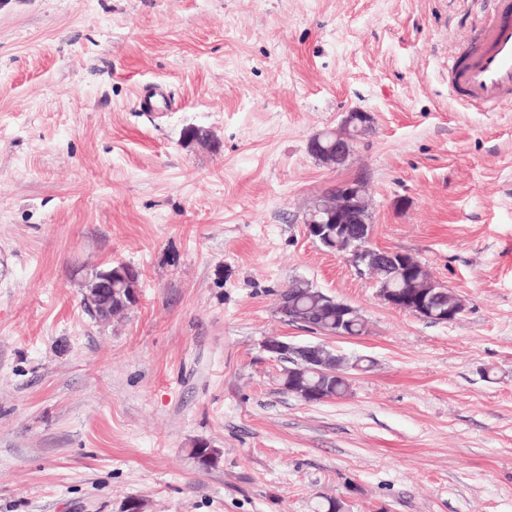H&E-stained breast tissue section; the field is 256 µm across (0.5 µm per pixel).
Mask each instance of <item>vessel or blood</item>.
<instances>
[{"label": "vessel or blood", "instance_id": "1", "mask_svg": "<svg viewBox=\"0 0 512 512\" xmlns=\"http://www.w3.org/2000/svg\"><path fill=\"white\" fill-rule=\"evenodd\" d=\"M466 61L449 59L448 87L457 101L492 112L512 102V0H492Z\"/></svg>", "mask_w": 512, "mask_h": 512}]
</instances>
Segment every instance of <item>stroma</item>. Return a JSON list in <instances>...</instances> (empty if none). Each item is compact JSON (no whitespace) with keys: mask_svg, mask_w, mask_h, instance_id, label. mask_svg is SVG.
<instances>
[{"mask_svg":"<svg viewBox=\"0 0 512 512\" xmlns=\"http://www.w3.org/2000/svg\"><path fill=\"white\" fill-rule=\"evenodd\" d=\"M486 7L0 0V512H512V105L448 94ZM355 108L371 130L318 161L310 139ZM354 178L374 245L420 259L459 319L382 304L306 236ZM117 261L139 299L104 323L84 278ZM296 279L367 333L281 321ZM270 336L374 365L307 403ZM434 289L436 292V299L431 310L432 318L429 320L434 323H444L443 319L445 318L447 321H454L452 318L448 319V310H454L457 312V317H459L464 311L462 300L448 288Z\"/></svg>","mask_w":512,"mask_h":512,"instance_id":"35a3bbf8","label":"stroma"}]
</instances>
